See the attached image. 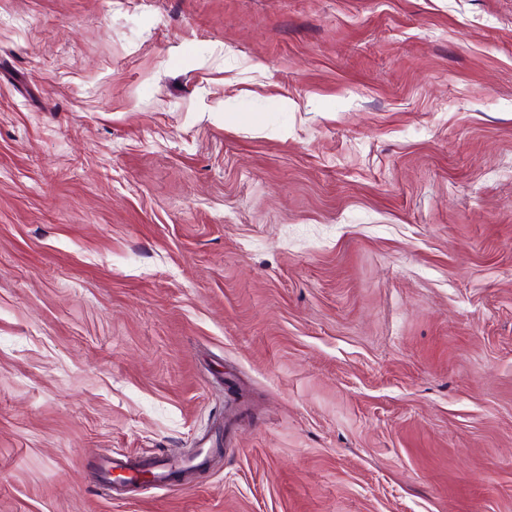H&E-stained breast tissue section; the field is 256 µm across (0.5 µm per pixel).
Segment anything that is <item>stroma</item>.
I'll use <instances>...</instances> for the list:
<instances>
[{"mask_svg": "<svg viewBox=\"0 0 512 512\" xmlns=\"http://www.w3.org/2000/svg\"><path fill=\"white\" fill-rule=\"evenodd\" d=\"M0 512H512V0H0ZM208 462L206 450L201 448L193 458L184 459L182 462H172L167 458H142L129 453L112 452L107 454L97 470L95 482L98 490L104 496L115 499L119 495L131 494L139 487L150 486L155 489H165L173 485H181L178 479H173V473L177 470L189 472L205 465ZM134 467H145L151 472V478L145 483L134 485L136 487L120 488L119 484L112 483V471L132 470Z\"/></svg>", "mask_w": 512, "mask_h": 512, "instance_id": "obj_1", "label": "stroma"}]
</instances>
